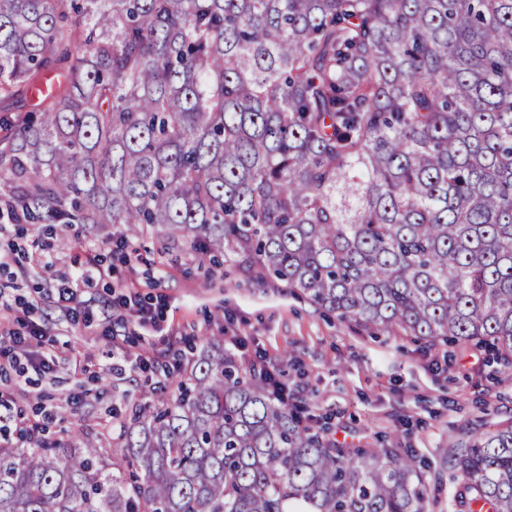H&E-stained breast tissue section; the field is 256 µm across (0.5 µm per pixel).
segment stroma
Masks as SVG:
<instances>
[{
	"instance_id": "35a3bbf8",
	"label": "stroma",
	"mask_w": 512,
	"mask_h": 512,
	"mask_svg": "<svg viewBox=\"0 0 512 512\" xmlns=\"http://www.w3.org/2000/svg\"><path fill=\"white\" fill-rule=\"evenodd\" d=\"M95 235L94 227L79 224L39 237L14 225L0 231V251L18 258L0 273V288L54 343L49 370L26 382L0 374V389L12 395L11 410L0 409V426L32 416L43 400L56 408L51 428L59 439L73 444L98 435L112 424L113 411L143 398L147 373L138 353L185 352L212 336L238 337L244 359L272 361L324 441L412 451L432 490L428 512H460L453 448L512 425V365L492 360L486 349L444 342L428 349L405 336L361 332L297 290L248 279L234 261L211 276L189 251L162 254L148 238L130 239L122 249L102 244L106 277L78 285L81 308L93 321L71 319L53 303L51 287L84 263L77 239ZM161 266L168 271L163 280ZM128 289L152 305L163 333L113 308Z\"/></svg>"
}]
</instances>
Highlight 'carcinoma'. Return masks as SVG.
<instances>
[{"instance_id":"carcinoma-1","label":"carcinoma","mask_w":512,"mask_h":512,"mask_svg":"<svg viewBox=\"0 0 512 512\" xmlns=\"http://www.w3.org/2000/svg\"><path fill=\"white\" fill-rule=\"evenodd\" d=\"M33 91L0 214L512 356V0H0V102ZM164 373L110 438L0 445V512H427L413 456L326 446L221 337ZM452 461L461 512H512V425Z\"/></svg>"}]
</instances>
